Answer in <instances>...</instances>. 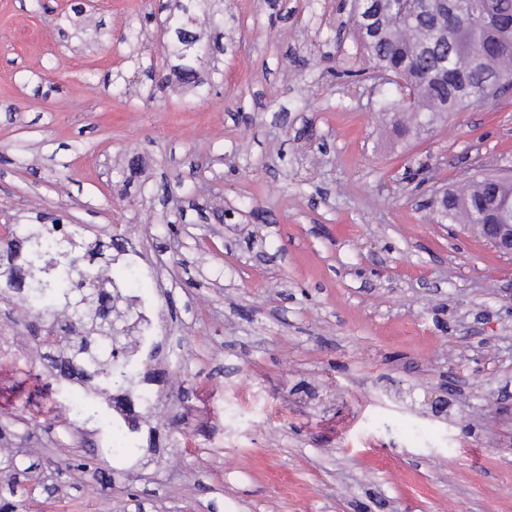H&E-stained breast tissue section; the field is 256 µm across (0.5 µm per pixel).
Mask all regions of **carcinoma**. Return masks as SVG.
<instances>
[{
    "label": "carcinoma",
    "instance_id": "cac0c4a2",
    "mask_svg": "<svg viewBox=\"0 0 512 512\" xmlns=\"http://www.w3.org/2000/svg\"><path fill=\"white\" fill-rule=\"evenodd\" d=\"M211 0H175L164 19L168 41L162 59L176 61L178 80L212 84L202 69L205 48L194 31L210 15ZM350 13L371 67L417 91L413 125L432 123L464 104L493 98L494 79L512 80V0H352ZM40 226L0 240L7 255L25 252L23 264L0 268V276L24 288L31 321L27 327H55L76 340L69 358L54 364L59 376L78 370L104 394L133 383L135 363L121 324L108 332L112 301L96 291L94 256L106 257L114 238L98 240L83 262L76 233L62 230L66 215H40ZM440 224H506L512 221V179L481 173L461 189L448 190V212Z\"/></svg>",
    "mask_w": 512,
    "mask_h": 512
}]
</instances>
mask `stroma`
<instances>
[{"instance_id": "1", "label": "stroma", "mask_w": 512, "mask_h": 512, "mask_svg": "<svg viewBox=\"0 0 512 512\" xmlns=\"http://www.w3.org/2000/svg\"><path fill=\"white\" fill-rule=\"evenodd\" d=\"M78 2L0 0V214L131 241L181 427L113 468L0 358V512H512V257L427 203L512 167V91L418 136L339 0H222L217 84L150 100L167 0Z\"/></svg>"}]
</instances>
